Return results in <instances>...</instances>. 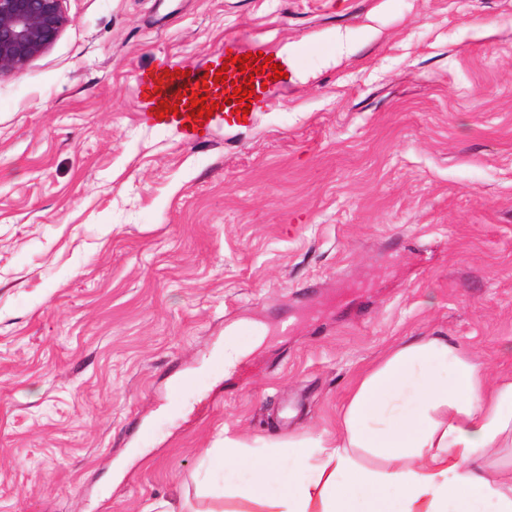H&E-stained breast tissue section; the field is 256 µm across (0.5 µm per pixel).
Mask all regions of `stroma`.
Here are the masks:
<instances>
[{
  "mask_svg": "<svg viewBox=\"0 0 512 512\" xmlns=\"http://www.w3.org/2000/svg\"><path fill=\"white\" fill-rule=\"evenodd\" d=\"M62 7L0 76V512H211L208 449L335 434L405 339L512 373V0ZM243 29L290 53L269 107L154 124L141 76Z\"/></svg>",
  "mask_w": 512,
  "mask_h": 512,
  "instance_id": "obj_1",
  "label": "stroma"
}]
</instances>
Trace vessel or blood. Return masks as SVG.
Instances as JSON below:
<instances>
[{
    "label": "vessel or blood",
    "instance_id": "vessel-or-blood-1",
    "mask_svg": "<svg viewBox=\"0 0 512 512\" xmlns=\"http://www.w3.org/2000/svg\"><path fill=\"white\" fill-rule=\"evenodd\" d=\"M224 55H216L210 61L209 69L192 68L190 76L183 77L170 74L163 69L150 75L146 80L147 92L153 103L168 100L169 103H178L181 106H190L193 94L198 90H205L210 96H217L219 88L215 84L214 70L223 68L227 71L229 80L240 79L241 74L237 67H225Z\"/></svg>",
    "mask_w": 512,
    "mask_h": 512
}]
</instances>
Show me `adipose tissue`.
Here are the masks:
<instances>
[{
	"mask_svg": "<svg viewBox=\"0 0 512 512\" xmlns=\"http://www.w3.org/2000/svg\"><path fill=\"white\" fill-rule=\"evenodd\" d=\"M225 438V471L258 512H512V376L489 379L445 336L403 342L366 370L332 439Z\"/></svg>",
	"mask_w": 512,
	"mask_h": 512,
	"instance_id": "1",
	"label": "adipose tissue"
}]
</instances>
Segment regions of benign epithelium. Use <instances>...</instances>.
<instances>
[{
  "label": "benign epithelium",
  "mask_w": 512,
  "mask_h": 512,
  "mask_svg": "<svg viewBox=\"0 0 512 512\" xmlns=\"http://www.w3.org/2000/svg\"><path fill=\"white\" fill-rule=\"evenodd\" d=\"M69 22L62 0H0V75L44 54Z\"/></svg>",
  "instance_id": "benign-epithelium-1"
}]
</instances>
